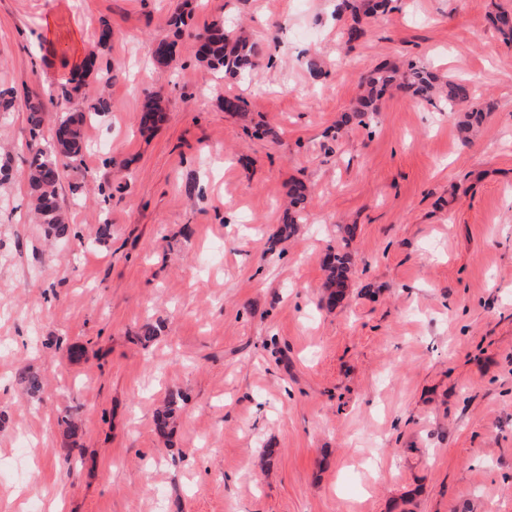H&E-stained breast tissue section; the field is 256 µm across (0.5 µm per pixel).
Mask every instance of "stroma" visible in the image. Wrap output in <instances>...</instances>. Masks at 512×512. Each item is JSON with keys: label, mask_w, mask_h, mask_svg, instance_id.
Instances as JSON below:
<instances>
[{"label": "stroma", "mask_w": 512, "mask_h": 512, "mask_svg": "<svg viewBox=\"0 0 512 512\" xmlns=\"http://www.w3.org/2000/svg\"><path fill=\"white\" fill-rule=\"evenodd\" d=\"M505 7L393 0L349 50L336 0H0V512L57 497L63 512H512V41L490 23ZM103 19L112 80L88 77L71 105L103 95L110 111L62 181L76 234L50 245L21 159L52 131L30 136L25 103L59 91ZM216 20L259 43L254 80L195 59ZM399 61L494 111L467 135L440 103L393 93L334 137L363 73ZM155 93L169 112L144 133ZM293 179L312 200L280 242ZM332 250L353 277L330 309ZM176 389L166 441L153 414Z\"/></svg>", "instance_id": "obj_1"}]
</instances>
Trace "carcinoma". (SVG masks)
<instances>
[{
	"instance_id": "carcinoma-1",
	"label": "carcinoma",
	"mask_w": 512,
	"mask_h": 512,
	"mask_svg": "<svg viewBox=\"0 0 512 512\" xmlns=\"http://www.w3.org/2000/svg\"><path fill=\"white\" fill-rule=\"evenodd\" d=\"M389 5L390 0H341L339 9L351 12L353 20V23L341 32L344 43L350 46L365 34L359 15L371 17L385 14L389 10ZM492 22L503 35L512 39V10H501L493 17ZM175 50L176 42L160 40L154 45L153 56L157 62L169 64L174 60ZM259 54L260 48L257 44L251 42L240 31L225 29L221 20L211 24L205 41L198 50L199 61L208 68L241 77L249 76L247 68L252 65V58ZM95 66L96 59L91 54L84 63L83 71L74 75L63 87V99L69 100L81 92L86 84V77L95 70ZM363 84L366 88L365 94L357 105L336 123V131H341L342 127L352 120L362 123L377 114L379 101L391 88L404 91L419 101L431 102L438 99L450 112L471 99V90L465 83L450 78L442 80L427 68L412 63L372 68L365 73ZM492 110L493 104L490 102L474 106L463 113L460 126L470 130L480 125L485 114ZM108 111L109 104L103 97L91 102L85 112H67L59 108V103L55 102L52 96L46 103L40 99L28 101V124L32 134H38L46 121L51 120L54 123L51 140L42 147L30 149L25 159L32 206L49 238L67 239L75 234L73 225L68 223L59 200L64 169L81 162L85 149L84 126L88 118ZM165 112L166 106L162 97H147L140 109V129L148 132L156 129L164 121ZM309 196V189L304 182L293 180L289 183L290 209L280 240L291 237L296 231V225L304 220ZM324 269L327 302L333 304L344 297L350 288L352 269L348 253L328 254L324 261ZM17 381L29 395H35L44 388V380L40 374L28 368H22L17 372ZM182 402L183 393L171 390L162 406L156 410L154 425L160 436L167 438L171 435L179 418Z\"/></svg>"
}]
</instances>
